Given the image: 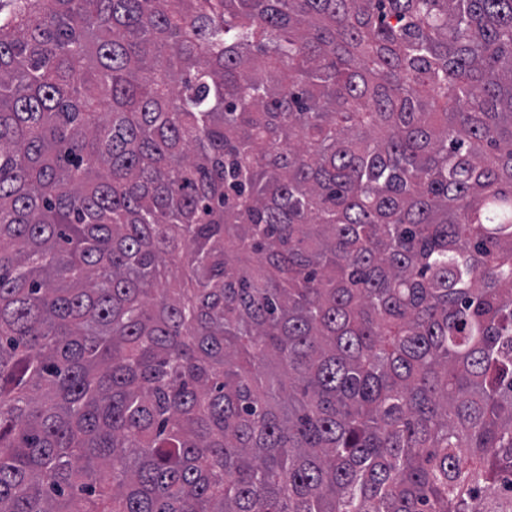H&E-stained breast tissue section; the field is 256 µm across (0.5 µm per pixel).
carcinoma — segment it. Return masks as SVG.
<instances>
[{
  "label": "carcinoma",
  "mask_w": 512,
  "mask_h": 512,
  "mask_svg": "<svg viewBox=\"0 0 512 512\" xmlns=\"http://www.w3.org/2000/svg\"><path fill=\"white\" fill-rule=\"evenodd\" d=\"M0 512H512V0H0Z\"/></svg>",
  "instance_id": "cac0c4a2"
}]
</instances>
